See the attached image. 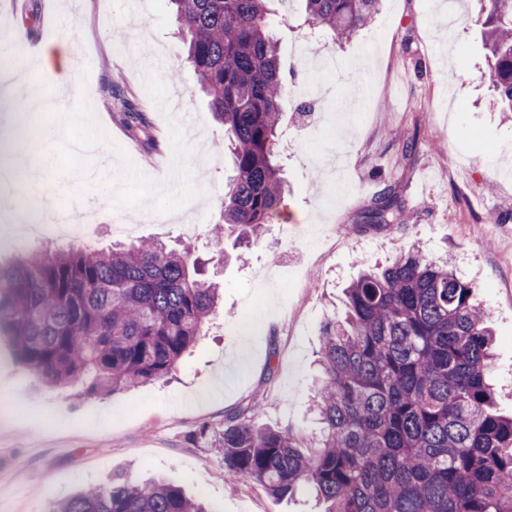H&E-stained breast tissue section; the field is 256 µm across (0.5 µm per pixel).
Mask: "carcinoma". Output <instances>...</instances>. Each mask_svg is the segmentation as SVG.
Wrapping results in <instances>:
<instances>
[{
	"instance_id": "carcinoma-1",
	"label": "carcinoma",
	"mask_w": 512,
	"mask_h": 512,
	"mask_svg": "<svg viewBox=\"0 0 512 512\" xmlns=\"http://www.w3.org/2000/svg\"><path fill=\"white\" fill-rule=\"evenodd\" d=\"M186 62L224 125L234 175L224 182L223 235L259 238L283 201L275 145L282 77L270 0H169ZM305 24L350 37L379 0H303ZM491 84L512 112V0H485ZM121 122L146 132L124 101ZM391 197L378 224L397 221ZM475 286L413 247L345 288V313L330 320L318 351L308 451L288 431L257 424L259 406L224 416V470L276 499L304 486L325 512H512V417L497 411L489 312ZM218 288L197 260L154 241L109 251L36 248L0 268V329L18 359L46 382L85 378L92 392L139 386L171 374L215 315ZM51 512H211L163 481L115 482L53 503Z\"/></svg>"
}]
</instances>
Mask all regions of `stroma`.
<instances>
[{
	"mask_svg": "<svg viewBox=\"0 0 512 512\" xmlns=\"http://www.w3.org/2000/svg\"><path fill=\"white\" fill-rule=\"evenodd\" d=\"M440 0H382L373 24L348 40H308L344 67L320 111L298 99L311 73L297 61L306 36L302 0H271L290 94L277 151L288 190L249 249L210 238L221 220L230 165L217 123L175 36L167 0H0V47L26 59L31 78L0 83V138L26 127L31 98L56 101L32 155L51 205L72 223L99 213L91 246L113 241L112 216L136 240L161 239L208 259L223 301L168 379L110 393L86 382L53 387L18 360L0 331V512H49L76 489L115 478L164 479L215 512H322L311 489L294 500L231 485L214 444L224 415L260 402L259 425L312 442L315 359L343 290L364 270L419 244L448 258L490 310L492 382L512 415V112L500 111L481 39L478 0H457L453 32ZM68 39L67 76L38 66L41 46ZM165 58L151 69L150 52ZM145 112L147 134L117 119L110 87ZM414 137L404 153L394 132ZM154 145H147V138ZM86 176L79 201L69 186ZM400 203L390 226L369 211L385 192ZM28 188L0 189V264L31 250L13 234ZM169 210L160 224L145 212Z\"/></svg>",
	"mask_w": 512,
	"mask_h": 512,
	"instance_id": "stroma-1",
	"label": "stroma"
}]
</instances>
